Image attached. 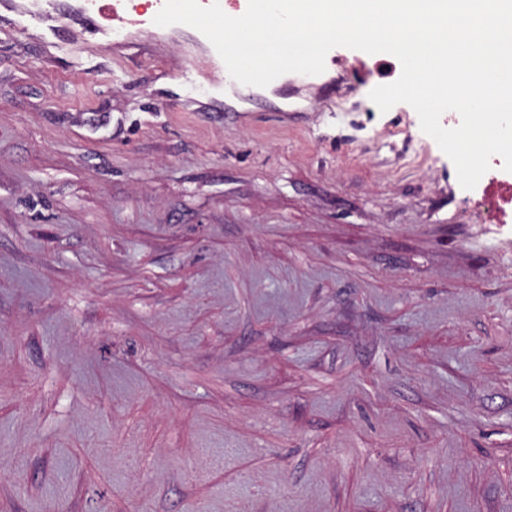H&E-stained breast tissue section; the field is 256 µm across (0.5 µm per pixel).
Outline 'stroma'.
<instances>
[{
	"label": "stroma",
	"mask_w": 512,
	"mask_h": 512,
	"mask_svg": "<svg viewBox=\"0 0 512 512\" xmlns=\"http://www.w3.org/2000/svg\"><path fill=\"white\" fill-rule=\"evenodd\" d=\"M0 0V512H512V219L384 53L242 93L189 26ZM512 203L511 178H490L475 201V209L485 223L501 224L504 207Z\"/></svg>",
	"instance_id": "1"
}]
</instances>
